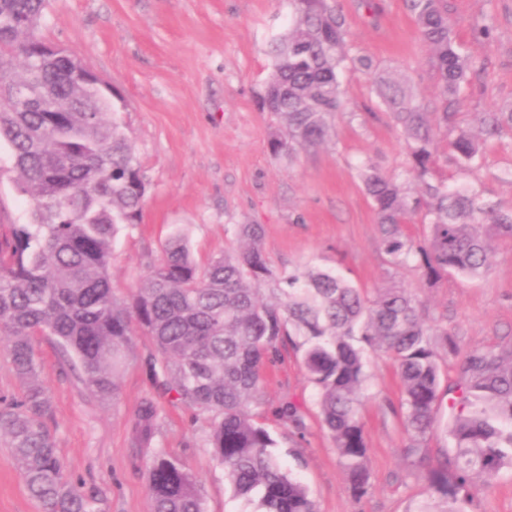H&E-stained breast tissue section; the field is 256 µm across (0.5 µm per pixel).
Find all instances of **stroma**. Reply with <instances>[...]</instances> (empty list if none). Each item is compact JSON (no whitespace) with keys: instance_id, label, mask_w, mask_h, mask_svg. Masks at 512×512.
Segmentation results:
<instances>
[{"instance_id":"obj_1","label":"stroma","mask_w":512,"mask_h":512,"mask_svg":"<svg viewBox=\"0 0 512 512\" xmlns=\"http://www.w3.org/2000/svg\"><path fill=\"white\" fill-rule=\"evenodd\" d=\"M375 3L370 12L362 0H337L349 57L370 58L373 69L345 65L340 89L347 111L331 117L322 143L298 150L287 162L268 152L280 127L261 101L272 42L293 16L290 0H48L41 36L65 47L112 88L148 184L140 223L124 229L114 244L110 278L118 298L136 288L172 230H184L204 262L236 247L237 225L259 224L275 271L314 261L370 292L397 281L412 291L428 322L447 327L462 352L512 348V241L492 243L486 276L452 274L432 288L424 285L417 260L395 268L380 248L360 166L370 161L386 175L404 176L407 146L375 79L403 81L429 106L439 85L405 0ZM448 13L472 63L456 121L484 143L467 179L486 202L512 212V130L486 137L480 123L483 112L512 106V0H448ZM484 24L491 28L486 38L477 33ZM14 179L2 146L0 224L30 218L31 206ZM37 347L65 474L102 499L105 512H152L142 461L151 449L180 458L197 476L207 512H257L256 502L234 497L229 488L209 445V414L158 398L151 449L131 447L127 422L154 393L143 366L154 352L147 338L135 337L113 402L86 393L77 362L65 358L52 337H38ZM268 372L254 410L277 440L282 466L307 487L318 512H415L428 499L429 468L457 458L445 432L444 406L419 454L408 453L396 367L387 356L368 355L360 414L370 487L354 499L299 355L284 351ZM286 400L306 410L304 437L272 415ZM471 493L467 512H512V466L476 477ZM0 512H43L2 446Z\"/></svg>"}]
</instances>
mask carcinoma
Returning <instances> with one entry per match:
<instances>
[{
  "mask_svg": "<svg viewBox=\"0 0 512 512\" xmlns=\"http://www.w3.org/2000/svg\"><path fill=\"white\" fill-rule=\"evenodd\" d=\"M46 0H0V144L10 151L17 189L32 201L31 220L0 233V343L20 382V395L0 398V440L11 448L31 498L46 512H102L99 500L68 480L49 427L52 405L36 352V337H53L74 357L86 392L118 399L119 376L136 333L155 354L146 373L156 394L211 414L209 444L224 465L234 495L257 498L261 512H317L306 486L284 471L272 452L276 440L252 405L266 370L290 345L318 390L321 423L330 434L350 490L369 486L368 448L360 417L367 353L394 360L399 406L414 442L435 425L448 396V436L463 462L431 473L432 487L452 497L444 512H465L472 472L487 475L512 463V349L461 354L448 330L430 324L410 289L391 283L370 296L331 268L309 264L278 273L268 264L259 224L237 225L244 246L198 262L186 236L173 233L157 261L128 298L114 294L109 275L119 232L139 223L147 194L142 166L98 87L70 78V55L17 57L43 42ZM295 19L272 45L273 65L263 107L286 128L269 152L289 158L328 136V116L344 102L338 69L347 59L343 21L334 0H293ZM419 39L432 53L441 87L433 111L410 88L383 80L379 96L407 142L409 172L418 186L365 163L362 180L380 226V248L393 267L416 254L426 284L450 272L479 277L489 270L495 239L512 240V212L487 203L461 182L431 179L440 155V130L456 132L448 152L469 171L483 146L455 130V104L469 70L457 50L448 0H407ZM53 87L52 112L37 104L19 111L10 89L27 75ZM494 135L512 128V108L483 114ZM429 235L415 241L404 230L416 214ZM271 283V296L263 285ZM460 358L461 378L441 389L438 347ZM276 416L303 434L305 415L288 401ZM159 407L144 398L128 422L135 448H149ZM152 512H206L196 476L179 459L155 452L145 461Z\"/></svg>",
  "mask_w": 512,
  "mask_h": 512,
  "instance_id": "carcinoma-1",
  "label": "carcinoma"
}]
</instances>
